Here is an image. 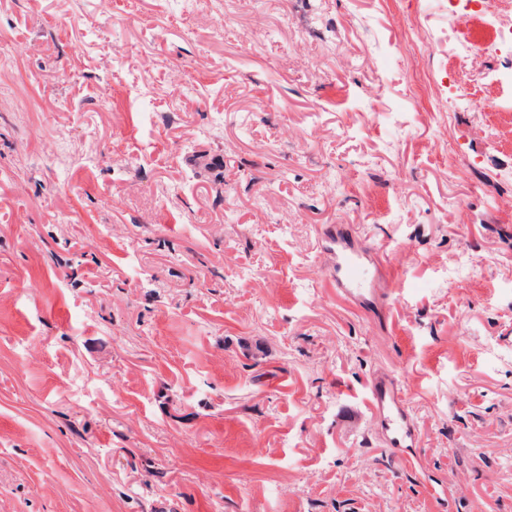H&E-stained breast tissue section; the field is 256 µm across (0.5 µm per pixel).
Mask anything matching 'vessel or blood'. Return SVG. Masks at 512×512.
I'll use <instances>...</instances> for the list:
<instances>
[{
	"instance_id": "1",
	"label": "vessel or blood",
	"mask_w": 512,
	"mask_h": 512,
	"mask_svg": "<svg viewBox=\"0 0 512 512\" xmlns=\"http://www.w3.org/2000/svg\"><path fill=\"white\" fill-rule=\"evenodd\" d=\"M321 252L337 292L358 304L383 306L393 301L401 282L394 263L367 247L350 224H330L320 234ZM376 437L389 448H409L418 439L407 396L392 375L379 372L369 384Z\"/></svg>"
}]
</instances>
